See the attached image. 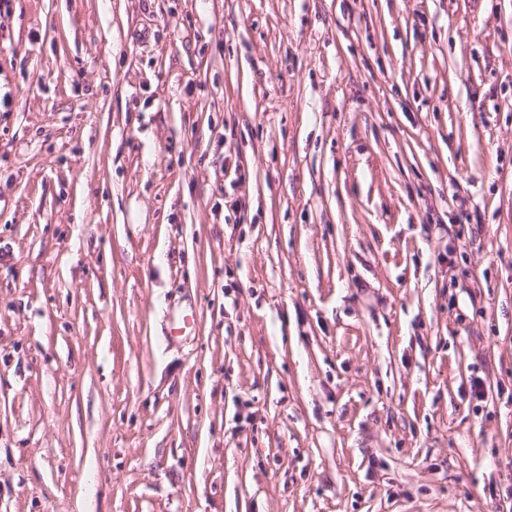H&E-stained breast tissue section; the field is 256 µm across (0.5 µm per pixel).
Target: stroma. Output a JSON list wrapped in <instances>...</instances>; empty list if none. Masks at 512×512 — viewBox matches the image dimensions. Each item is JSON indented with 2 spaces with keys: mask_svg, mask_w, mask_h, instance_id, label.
Returning <instances> with one entry per match:
<instances>
[{
  "mask_svg": "<svg viewBox=\"0 0 512 512\" xmlns=\"http://www.w3.org/2000/svg\"><path fill=\"white\" fill-rule=\"evenodd\" d=\"M0 512H512V0H0Z\"/></svg>",
  "mask_w": 512,
  "mask_h": 512,
  "instance_id": "obj_1",
  "label": "stroma"
}]
</instances>
